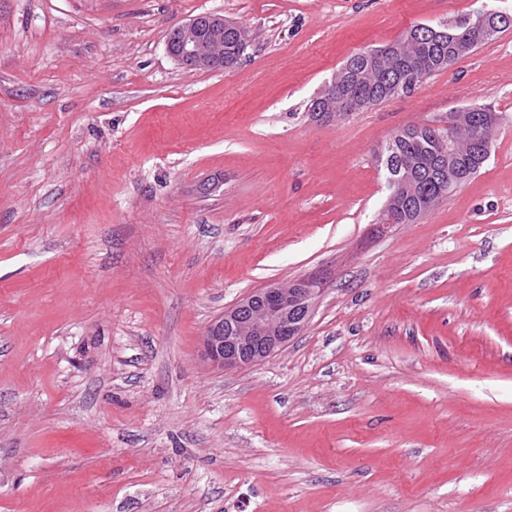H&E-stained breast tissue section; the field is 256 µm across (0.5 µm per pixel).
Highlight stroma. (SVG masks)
<instances>
[{
	"label": "stroma",
	"instance_id": "1",
	"mask_svg": "<svg viewBox=\"0 0 512 512\" xmlns=\"http://www.w3.org/2000/svg\"><path fill=\"white\" fill-rule=\"evenodd\" d=\"M512 0H0V512H512V29L318 120L352 55ZM250 27L229 69L166 35ZM472 104L486 165L377 233L375 154ZM327 287L267 360L206 328ZM324 286L323 278L311 276L288 287L272 284L252 293L207 328L202 336L204 358L224 370L267 359L303 331ZM288 310L303 317L299 324H288Z\"/></svg>",
	"mask_w": 512,
	"mask_h": 512
}]
</instances>
